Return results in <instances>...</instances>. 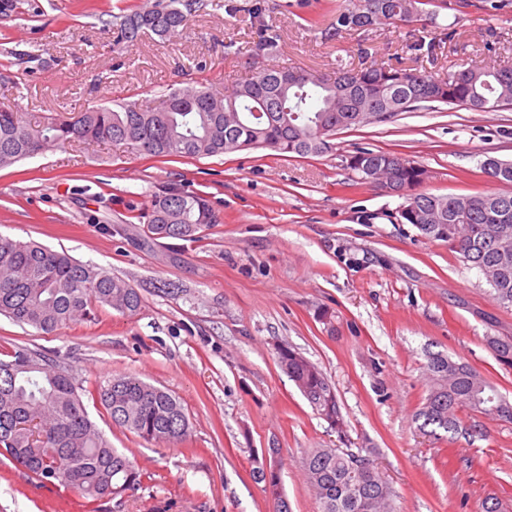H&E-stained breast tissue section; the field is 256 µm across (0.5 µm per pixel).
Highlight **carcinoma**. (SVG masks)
I'll use <instances>...</instances> for the list:
<instances>
[{
    "instance_id": "cac0c4a2",
    "label": "carcinoma",
    "mask_w": 512,
    "mask_h": 512,
    "mask_svg": "<svg viewBox=\"0 0 512 512\" xmlns=\"http://www.w3.org/2000/svg\"><path fill=\"white\" fill-rule=\"evenodd\" d=\"M432 0H348L336 11L328 33L409 26L436 16ZM204 0H156L128 14L112 16L116 38L132 43L150 31L161 39L180 34ZM244 11L258 30L253 55L278 50L280 36L266 20L265 0H249ZM425 103L458 105L479 112L512 109V68L473 66L443 76L377 64L338 68L331 76L260 65L252 78L218 95L204 83L170 90L162 105L142 109L133 101L98 107L69 117L31 124L15 105L0 111V168L33 157L48 146L76 142L124 143L154 157L203 158L248 149L287 157L320 155L332 149L336 131L390 121ZM363 183L407 191L396 221L448 244L463 262L479 270L495 299L512 307V161L486 157L479 169L497 192L434 195L418 191L426 172L402 156L366 147L345 156ZM218 223L204 196L168 183L155 193L147 228L159 239L194 241ZM137 289L65 252L32 241L0 236V315L22 327L51 334L100 306L136 314ZM490 345L512 364V339ZM278 363L308 403L329 423L343 422L336 392L322 371L289 348ZM428 395L415 415L431 435L458 431L463 408L512 421V403L479 373L442 352L425 365ZM112 423L146 442L187 439L191 424L181 403L135 375L115 376L93 390ZM0 456L24 467L38 482L58 484L95 500L139 484L129 459L107 441L89 417L78 384L59 361L27 347L0 353ZM303 467L320 512H391L393 491L366 456L341 448H312ZM268 478L275 512H289L274 469Z\"/></svg>"
}]
</instances>
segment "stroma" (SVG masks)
Segmentation results:
<instances>
[{"label": "stroma", "mask_w": 512, "mask_h": 512, "mask_svg": "<svg viewBox=\"0 0 512 512\" xmlns=\"http://www.w3.org/2000/svg\"><path fill=\"white\" fill-rule=\"evenodd\" d=\"M210 0L183 33L116 42L120 0H15L0 14V102L30 121L108 101L159 106L169 86L215 90L248 80L258 34L244 13ZM346 0H265L279 32L271 66L311 72L402 60L435 74L475 65L512 67V0L440 10L417 28L434 55L414 57L393 28L326 30ZM329 152L281 157L248 150L201 159L152 157L125 145L51 147L0 168V235L35 240L137 288L139 312L98 309L56 335L0 316V349L47 353L90 388L133 374L175 395L191 422L186 442L155 446L86 408L141 475L134 489L96 501L44 485L0 460V512H273L256 475L280 451L291 512H319L302 456L311 448L369 453L395 492L394 512H476L493 499L512 512V422L458 411L457 433L432 436L414 419L427 395V352H444L512 400V366L487 339L512 336V307L447 243L397 223L399 197L346 169L359 147L421 164L422 191L494 192L479 163L512 161V111L454 105L402 112L337 131ZM204 195L219 216L196 242L156 240L141 215L160 185ZM182 287L180 296L165 284ZM334 318L324 323L320 314ZM288 347L317 365L343 414L334 427L312 410L278 365Z\"/></svg>", "instance_id": "35a3bbf8"}]
</instances>
